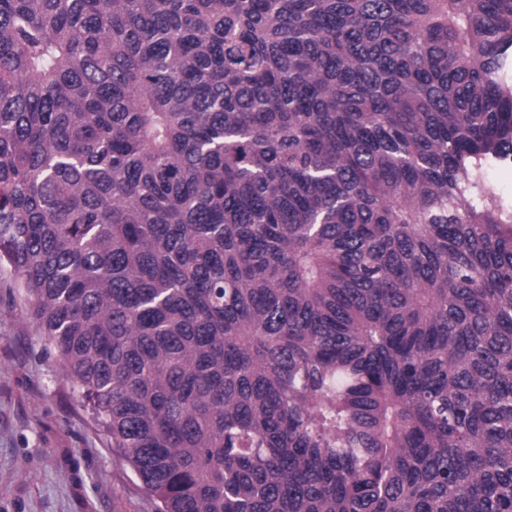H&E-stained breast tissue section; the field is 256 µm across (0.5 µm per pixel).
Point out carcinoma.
I'll return each mask as SVG.
<instances>
[{
	"instance_id": "carcinoma-1",
	"label": "carcinoma",
	"mask_w": 512,
	"mask_h": 512,
	"mask_svg": "<svg viewBox=\"0 0 512 512\" xmlns=\"http://www.w3.org/2000/svg\"><path fill=\"white\" fill-rule=\"evenodd\" d=\"M512 0H0V269L156 512H512ZM485 185L492 188L505 205L512 204V166L493 165L486 170Z\"/></svg>"
}]
</instances>
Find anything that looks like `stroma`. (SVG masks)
<instances>
[{"label":"stroma","mask_w":512,"mask_h":512,"mask_svg":"<svg viewBox=\"0 0 512 512\" xmlns=\"http://www.w3.org/2000/svg\"><path fill=\"white\" fill-rule=\"evenodd\" d=\"M96 431L28 305L0 288V512H155Z\"/></svg>","instance_id":"1"}]
</instances>
